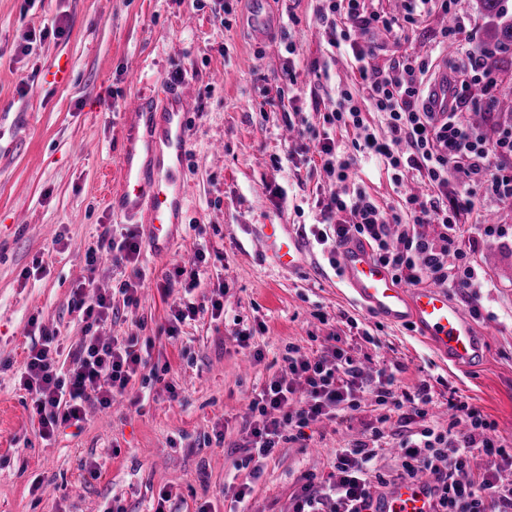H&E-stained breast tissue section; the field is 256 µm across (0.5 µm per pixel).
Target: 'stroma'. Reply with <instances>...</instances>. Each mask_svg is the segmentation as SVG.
I'll use <instances>...</instances> for the list:
<instances>
[{"mask_svg":"<svg viewBox=\"0 0 512 512\" xmlns=\"http://www.w3.org/2000/svg\"><path fill=\"white\" fill-rule=\"evenodd\" d=\"M324 0H271L275 28L256 36L250 0H0V512H231L250 484L249 512H291L310 474L322 480L336 451L384 432L378 472L399 469V403L428 386V419L458 434L462 407L479 409L497 437L512 442V255L484 243L468 260L492 287L452 299L485 339L482 368L461 370L408 325L389 324L358 303L308 226L332 190L314 163L288 157L291 125L314 146L340 90L358 87L347 48L330 46L318 15ZM443 26L433 16L376 37L360 35L370 69H390L405 48L429 51ZM185 86L184 222L161 255L142 245L147 273L137 304L121 292L131 270L102 259L88 273L99 235L135 230L113 212L107 187L119 178L126 101L162 84ZM361 184L380 206L405 214L412 174L355 152ZM284 224L305 252L284 270L258 251L261 225ZM204 252L195 290L199 313L168 337L170 309L185 283L175 267ZM87 297L112 298L103 338L137 337L151 356L112 407L88 406L82 427L44 441L32 395L20 382L30 347L55 336L62 370L85 323L71 298L84 277ZM224 314L212 318L213 302ZM250 334L249 347L236 333ZM343 349L370 377L386 372L394 399H363L345 420L303 429L260 470L243 461L250 403L285 374L287 355L314 359ZM171 499L159 503L158 493Z\"/></svg>","mask_w":512,"mask_h":512,"instance_id":"stroma-1","label":"stroma"}]
</instances>
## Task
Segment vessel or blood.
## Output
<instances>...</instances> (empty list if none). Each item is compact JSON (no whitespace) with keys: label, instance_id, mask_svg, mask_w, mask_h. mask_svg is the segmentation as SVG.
<instances>
[{"label":"vessel or blood","instance_id":"1","mask_svg":"<svg viewBox=\"0 0 512 512\" xmlns=\"http://www.w3.org/2000/svg\"><path fill=\"white\" fill-rule=\"evenodd\" d=\"M424 106L430 112L449 111L447 70L435 75ZM193 109L186 91L172 87L136 95L127 104L121 182L112 194V209L144 225L157 255L168 250L188 207L183 170L189 146L187 114ZM259 241L263 256L288 267L305 250L303 240L285 234L279 224L264 225ZM338 253L341 279L369 311L388 322L413 325L453 364L478 366L484 354L482 337L446 290L397 282L360 243H344ZM372 512H436L433 484L425 477L398 480L375 500Z\"/></svg>","mask_w":512,"mask_h":512}]
</instances>
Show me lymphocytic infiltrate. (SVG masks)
Wrapping results in <instances>:
<instances>
[{
  "label": "lymphocytic infiltrate",
  "mask_w": 512,
  "mask_h": 512,
  "mask_svg": "<svg viewBox=\"0 0 512 512\" xmlns=\"http://www.w3.org/2000/svg\"><path fill=\"white\" fill-rule=\"evenodd\" d=\"M454 5L455 0H405L403 19L415 25L434 12L453 17V25L440 33L439 42L445 45L455 42L465 25ZM320 21L332 31V46L349 48L361 79L359 95L341 91L335 109L324 113V122L336 130L354 132V148L386 168L417 173L430 191L408 195L405 216L387 215L364 188L352 184V155L341 151L334 138L323 136L316 145L322 169L329 181L342 184L343 189L330 196L320 211L319 244L335 251L355 239L367 243L398 282L409 286L428 282L475 296L486 280L467 265L465 252L457 246L463 234L457 218L477 210L485 197L512 203V128L487 138L473 130L458 109L443 118L421 110L430 83V66L421 56H402L394 74H368L369 51L353 33L394 29L398 19L385 11L383 0H328ZM359 97L381 116L384 134H377L368 123L355 103ZM140 252L135 232H127L119 241L105 233L88 252L87 268L96 270L100 258L107 255L115 264L132 266L139 279L144 275L137 266ZM74 307L82 311L88 329L71 354L72 369L59 374L54 358L58 347L47 334L40 346L29 350L24 365L23 386L34 397L46 440L62 425L80 424L86 404L110 406L146 361L137 338L105 340L93 333V326L112 315L111 297L101 295L89 304L80 296ZM367 391L362 370L339 349L313 360L289 358L286 375L272 381L250 406L246 462L272 456L281 443L295 441V429L335 418L341 406L358 409ZM464 425L459 438L433 427L405 436L399 443V477L432 473L437 512H512V485L501 484L495 473H483L470 484L459 480L474 448L496 452L512 466V453L493 438V424L478 409L467 410ZM381 437L375 430L351 447L337 450L333 473L319 483L307 480L294 497L292 512H368L373 496L389 484L370 466Z\"/></svg>",
  "instance_id": "1"
}]
</instances>
